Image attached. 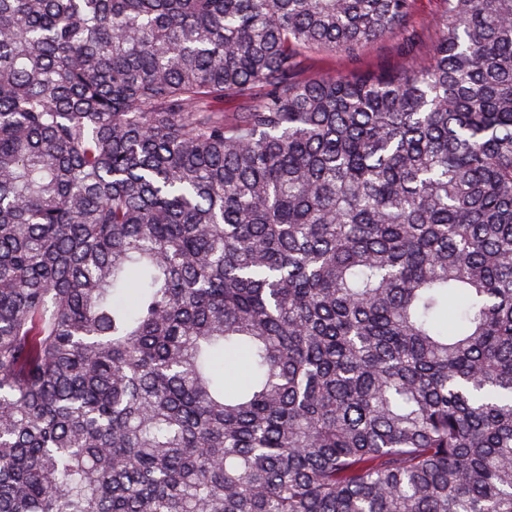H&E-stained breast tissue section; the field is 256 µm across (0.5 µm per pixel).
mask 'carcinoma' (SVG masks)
Wrapping results in <instances>:
<instances>
[{
  "label": "carcinoma",
  "instance_id": "carcinoma-1",
  "mask_svg": "<svg viewBox=\"0 0 512 512\" xmlns=\"http://www.w3.org/2000/svg\"><path fill=\"white\" fill-rule=\"evenodd\" d=\"M442 5L310 79L414 0H0V512H512V0ZM442 10L440 0H416L414 9V25L421 34V43L417 56L412 64H420L421 59L428 55L436 36L437 22ZM399 42V38H394L368 43L354 59L344 52L312 54L304 60V67L306 73L313 76L381 70L392 66L398 60ZM221 369L224 373V379L228 382H239L249 375L248 360L243 354L224 358Z\"/></svg>",
  "mask_w": 512,
  "mask_h": 512
}]
</instances>
